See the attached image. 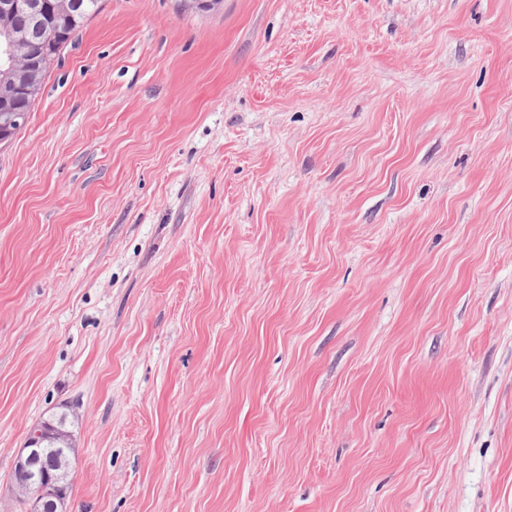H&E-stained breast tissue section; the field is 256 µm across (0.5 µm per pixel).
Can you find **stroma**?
<instances>
[{"label": "stroma", "mask_w": 512, "mask_h": 512, "mask_svg": "<svg viewBox=\"0 0 512 512\" xmlns=\"http://www.w3.org/2000/svg\"><path fill=\"white\" fill-rule=\"evenodd\" d=\"M512 512V0H101L0 147V512ZM71 435L53 424L34 428L20 449L16 463L15 485L22 504L28 512H57L63 503L65 494L63 483L65 472L52 474V465L48 463V445L54 440L69 443ZM50 488L45 491L46 488Z\"/></svg>", "instance_id": "stroma-1"}]
</instances>
